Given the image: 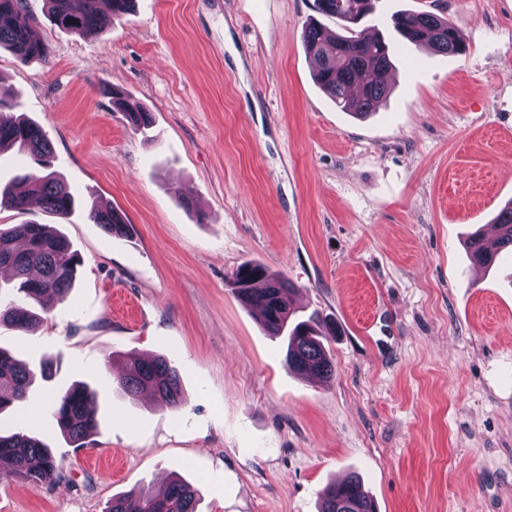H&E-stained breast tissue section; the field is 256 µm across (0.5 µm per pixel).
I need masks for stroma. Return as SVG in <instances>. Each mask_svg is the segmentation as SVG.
Instances as JSON below:
<instances>
[{
  "label": "stroma",
  "instance_id": "35a3bbf8",
  "mask_svg": "<svg viewBox=\"0 0 512 512\" xmlns=\"http://www.w3.org/2000/svg\"><path fill=\"white\" fill-rule=\"evenodd\" d=\"M312 3L135 0L77 36L29 0L50 56L1 49L0 89L43 130L75 209L0 224L49 225L81 264L32 330L0 325V347L53 373L0 429L45 442L64 474L0 477V512H105L176 476L197 512H318L354 473L377 512H512V251L484 270L466 248L512 201V0H375L367 31L431 11L467 51L394 43L390 94L364 120L312 78ZM97 204L130 236L92 224ZM247 260L334 326L333 378L288 370L227 285ZM130 354L176 367L183 405L127 397L112 360ZM76 381L99 391L81 448L51 416Z\"/></svg>",
  "mask_w": 512,
  "mask_h": 512
}]
</instances>
